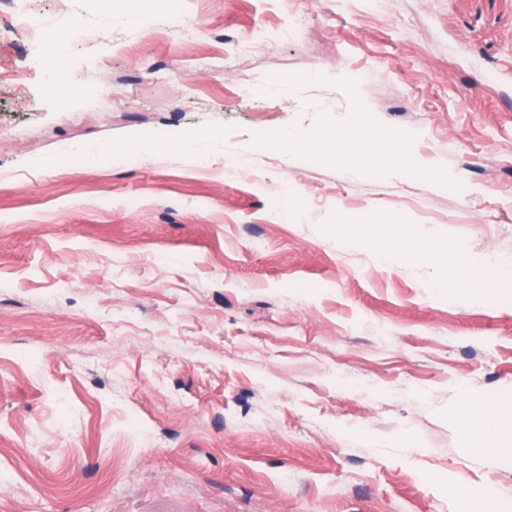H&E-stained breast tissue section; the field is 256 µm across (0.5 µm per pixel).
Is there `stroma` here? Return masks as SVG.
Here are the masks:
<instances>
[{"label": "stroma", "instance_id": "obj_1", "mask_svg": "<svg viewBox=\"0 0 512 512\" xmlns=\"http://www.w3.org/2000/svg\"><path fill=\"white\" fill-rule=\"evenodd\" d=\"M180 2L0 0V512H512V0ZM43 83L51 89L60 90L62 93L70 91L67 76L57 67L52 58H45L41 73ZM492 266L489 255L478 254L466 260L467 282L475 295H483L488 287V271ZM488 417V406L484 400L470 399L466 424L470 434L471 450L475 453H482L487 449Z\"/></svg>", "mask_w": 512, "mask_h": 512}]
</instances>
